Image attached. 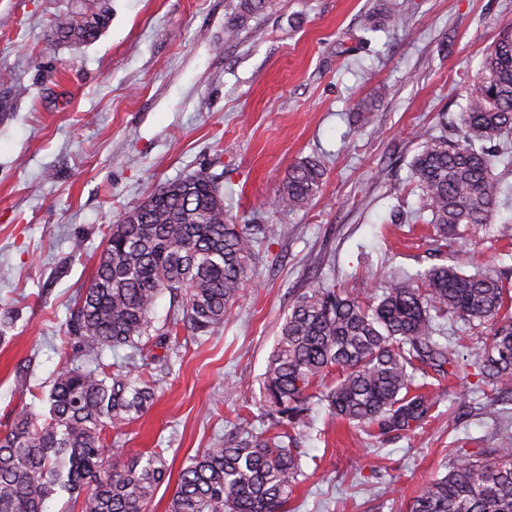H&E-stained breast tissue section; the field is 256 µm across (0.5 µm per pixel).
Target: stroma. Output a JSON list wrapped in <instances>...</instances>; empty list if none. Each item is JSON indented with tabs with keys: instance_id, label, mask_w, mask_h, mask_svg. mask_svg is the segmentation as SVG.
Returning a JSON list of instances; mask_svg holds the SVG:
<instances>
[{
	"instance_id": "1",
	"label": "stroma",
	"mask_w": 512,
	"mask_h": 512,
	"mask_svg": "<svg viewBox=\"0 0 512 512\" xmlns=\"http://www.w3.org/2000/svg\"><path fill=\"white\" fill-rule=\"evenodd\" d=\"M377 2L276 0L228 42L238 0H108L106 31L75 45L51 38L74 0H0V74L23 90L0 113V313L15 317L0 342V424L41 413L103 226L199 169L221 175L229 216L279 232L259 239L255 283L224 326L174 348L151 408L107 434L131 456L164 449L172 479L240 417L267 429L262 377L297 293L323 282L364 297L433 264V231L412 220L421 196L408 132L455 121L512 0H395L404 27L362 33ZM365 100L375 109L363 123ZM305 157L327 171L321 194L275 211L276 187ZM496 175V222L477 230L462 268L496 270L512 289V240L496 235L512 224V167ZM436 338L457 367L445 379L415 374L412 392L434 405L423 428L363 431L312 401L292 512H406L458 452L512 435V401L488 410L473 363L488 327L449 320ZM172 479L150 512H166Z\"/></svg>"
}]
</instances>
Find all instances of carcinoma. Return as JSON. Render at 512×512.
Instances as JSON below:
<instances>
[{
  "instance_id": "carcinoma-1",
  "label": "carcinoma",
  "mask_w": 512,
  "mask_h": 512,
  "mask_svg": "<svg viewBox=\"0 0 512 512\" xmlns=\"http://www.w3.org/2000/svg\"><path fill=\"white\" fill-rule=\"evenodd\" d=\"M274 0H239L226 39ZM111 20L110 7L71 9L55 36L91 43ZM403 16L384 0L367 30H398ZM512 133V25L503 26L466 88L456 139L411 132L418 151L411 179L423 195L422 220L433 228L443 260L421 275L393 279L364 299L353 291L318 286L298 293L280 326L263 382L265 416L275 433L258 436L239 418L232 442L190 459L177 480L168 512H288L302 474L296 430L310 400L327 403L337 418L359 427L421 428L432 409L410 394L413 373L448 375L455 351L434 339L438 320L490 323L491 343L475 365L492 395L512 378V291L492 272L461 271L467 237L492 223L500 186L496 155L485 143ZM325 184L320 162L289 167L273 200L279 211L312 204ZM103 249L66 321L47 413L17 415L0 433V512H46L59 492L82 493L80 512H149L168 478L163 450L128 457L105 432L152 405L151 374L101 360L104 350L130 349L149 367L169 361L171 339L200 340L224 325L240 292L254 283L252 225L228 218L219 178L199 170L158 186L140 205L104 225ZM175 302L157 326L159 297ZM162 349L159 355L155 350ZM79 354L93 368L75 363ZM407 512H512V438L496 448L464 452L432 481Z\"/></svg>"
}]
</instances>
